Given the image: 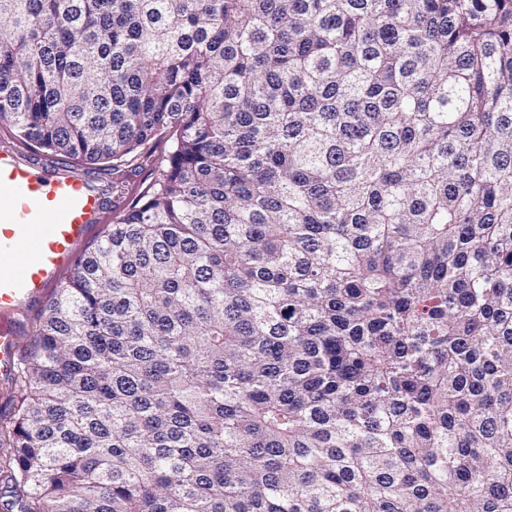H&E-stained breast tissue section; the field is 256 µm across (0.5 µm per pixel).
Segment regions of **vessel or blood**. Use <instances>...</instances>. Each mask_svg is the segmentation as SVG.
<instances>
[{"label":"vessel or blood","mask_w":512,"mask_h":512,"mask_svg":"<svg viewBox=\"0 0 512 512\" xmlns=\"http://www.w3.org/2000/svg\"><path fill=\"white\" fill-rule=\"evenodd\" d=\"M100 212L83 180L47 175L0 150V382L14 373L15 313L75 265L76 247Z\"/></svg>","instance_id":"b4317fda"}]
</instances>
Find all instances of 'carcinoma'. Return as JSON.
I'll return each mask as SVG.
<instances>
[{
  "label": "carcinoma",
  "instance_id": "obj_1",
  "mask_svg": "<svg viewBox=\"0 0 512 512\" xmlns=\"http://www.w3.org/2000/svg\"><path fill=\"white\" fill-rule=\"evenodd\" d=\"M0 121L171 141L16 363L6 512H512V0H0Z\"/></svg>",
  "mask_w": 512,
  "mask_h": 512
}]
</instances>
